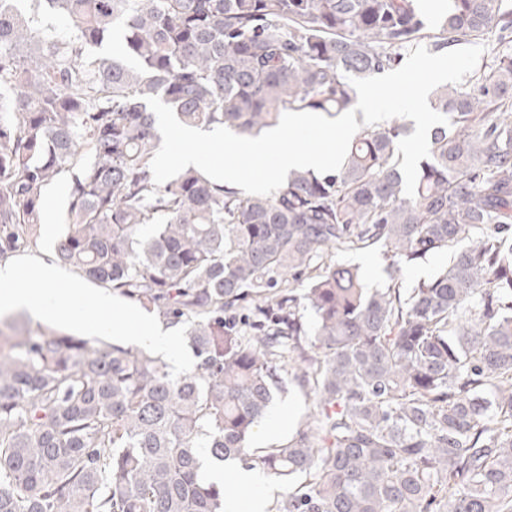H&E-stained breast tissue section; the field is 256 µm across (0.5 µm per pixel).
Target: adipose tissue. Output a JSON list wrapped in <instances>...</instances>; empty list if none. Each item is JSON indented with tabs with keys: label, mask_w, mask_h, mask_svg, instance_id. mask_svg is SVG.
I'll use <instances>...</instances> for the list:
<instances>
[{
	"label": "adipose tissue",
	"mask_w": 512,
	"mask_h": 512,
	"mask_svg": "<svg viewBox=\"0 0 512 512\" xmlns=\"http://www.w3.org/2000/svg\"><path fill=\"white\" fill-rule=\"evenodd\" d=\"M14 311L64 328L78 324L91 335L150 349L172 363L183 358L175 346L178 327L123 303L111 289L89 282L82 274L62 269L55 254L44 248L0 260V312Z\"/></svg>",
	"instance_id": "obj_1"
}]
</instances>
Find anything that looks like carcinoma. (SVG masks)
Masks as SVG:
<instances>
[{
  "instance_id": "1",
  "label": "carcinoma",
  "mask_w": 512,
  "mask_h": 512,
  "mask_svg": "<svg viewBox=\"0 0 512 512\" xmlns=\"http://www.w3.org/2000/svg\"><path fill=\"white\" fill-rule=\"evenodd\" d=\"M22 2L0 6V258L36 242L46 188L72 173L59 262L181 327L197 363L0 328V512H225L204 459L284 482L269 512H512V0H448L433 32L421 0H31L63 36ZM487 33L498 51L434 91L449 124L412 199L395 121L270 196L195 168L154 185L148 96L256 137L288 111L352 109L349 78L425 38ZM362 250L383 287L337 260ZM290 369L313 411L253 448ZM449 254L439 253L426 260L403 269L402 283L404 288H413L419 281L432 278L441 269L447 266Z\"/></svg>"
}]
</instances>
